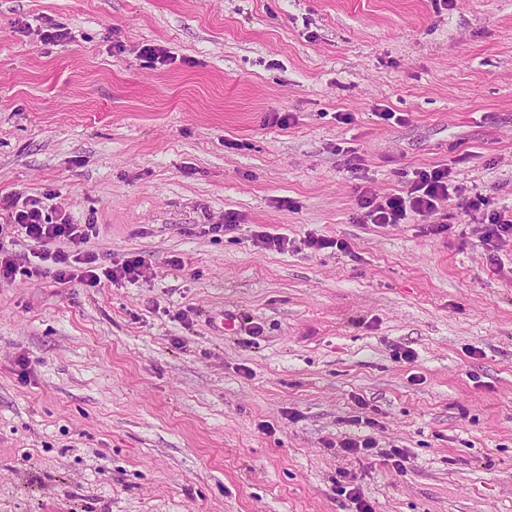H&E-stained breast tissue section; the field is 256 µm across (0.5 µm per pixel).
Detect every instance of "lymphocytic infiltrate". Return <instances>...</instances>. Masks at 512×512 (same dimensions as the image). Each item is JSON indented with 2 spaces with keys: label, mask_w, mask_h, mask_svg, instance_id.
<instances>
[{
  "label": "lymphocytic infiltrate",
  "mask_w": 512,
  "mask_h": 512,
  "mask_svg": "<svg viewBox=\"0 0 512 512\" xmlns=\"http://www.w3.org/2000/svg\"><path fill=\"white\" fill-rule=\"evenodd\" d=\"M448 166L418 169L405 190L384 198L363 193L360 198L364 221L373 224H403L410 217L433 215L441 203L461 195ZM0 211L7 221L0 225V280L13 279L19 268V256L7 245L8 231L17 228L33 247L41 261L52 264L54 281L66 285L77 281L90 287L102 281L137 283L149 268L144 258L132 256L115 266H104L97 253L88 248L99 235L94 224L75 222L67 213L49 220L38 201L20 203L17 195L0 197Z\"/></svg>",
  "instance_id": "lymphocytic-infiltrate-1"
}]
</instances>
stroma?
Instances as JSON below:
<instances>
[{"label": "stroma", "instance_id": "stroma-1", "mask_svg": "<svg viewBox=\"0 0 512 512\" xmlns=\"http://www.w3.org/2000/svg\"><path fill=\"white\" fill-rule=\"evenodd\" d=\"M443 164L512 207V0H0V196L151 264L0 282V512H512V241L359 221Z\"/></svg>", "mask_w": 512, "mask_h": 512}]
</instances>
